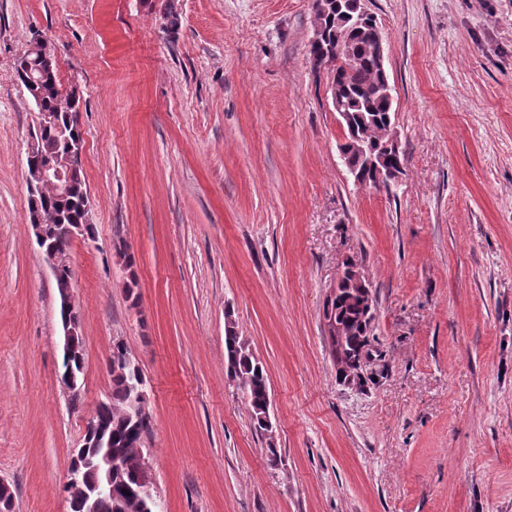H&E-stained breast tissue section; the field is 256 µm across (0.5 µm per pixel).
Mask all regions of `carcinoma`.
<instances>
[{
    "label": "carcinoma",
    "mask_w": 512,
    "mask_h": 512,
    "mask_svg": "<svg viewBox=\"0 0 512 512\" xmlns=\"http://www.w3.org/2000/svg\"><path fill=\"white\" fill-rule=\"evenodd\" d=\"M327 40L319 46L309 44V55L317 60L324 52L336 50V42H349L353 49L354 60L341 59L333 73L332 86L340 96L349 112L347 132L355 131L366 144L378 149L383 143V132L387 120L393 119L388 112L387 103L380 95V88L388 74L377 68L369 54L373 28L355 27L353 24L338 26L329 18L324 20ZM38 54L27 53L15 70L17 80L28 86V62H34L36 70L33 75L37 80L34 91L29 93L31 101L38 110L39 124L35 135L36 155L50 154L64 157L71 151V146L81 139V133L71 120L76 111L70 103L71 91H63L58 78L56 62L41 63ZM88 200L83 162H76L74 169L73 192L62 197L50 185L44 186L36 198L28 199V217L39 214L44 221L52 225L49 243L62 253H68L71 245V233L74 226L84 223V206ZM359 288L348 281H340L335 294L325 311L332 313L341 326L342 335L330 337L333 358L338 377H346L358 368V351L368 346V332L373 318L366 316L360 307ZM224 351L228 370L234 372L236 388L240 391L245 405L249 409L256 433H261L259 410L270 401L269 383L263 367L257 362L246 342L239 336L233 323H227L224 336ZM142 375L140 367L132 365L112 366V399L110 412V429L112 446L120 454L123 462L112 480V497L101 500L98 512H152L151 501L138 489L135 475L141 461L146 458L144 436L149 429L150 420L141 424L136 434H131L129 422V388L138 376ZM105 479L104 471L91 466L83 469L82 488L87 493L96 491V487Z\"/></svg>",
    "instance_id": "carcinoma-1"
}]
</instances>
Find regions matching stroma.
I'll use <instances>...</instances> for the list:
<instances>
[{
    "instance_id": "1",
    "label": "stroma",
    "mask_w": 512,
    "mask_h": 512,
    "mask_svg": "<svg viewBox=\"0 0 512 512\" xmlns=\"http://www.w3.org/2000/svg\"><path fill=\"white\" fill-rule=\"evenodd\" d=\"M405 154L354 185L308 48L314 0H0V480L69 512L123 339L142 369L164 512H512V0H367ZM179 16L166 26L168 7ZM55 50L92 237L71 243L81 396L28 222L38 113L17 80ZM376 298L360 389L324 305L346 260ZM262 364L282 462L228 380L226 321Z\"/></svg>"
}]
</instances>
